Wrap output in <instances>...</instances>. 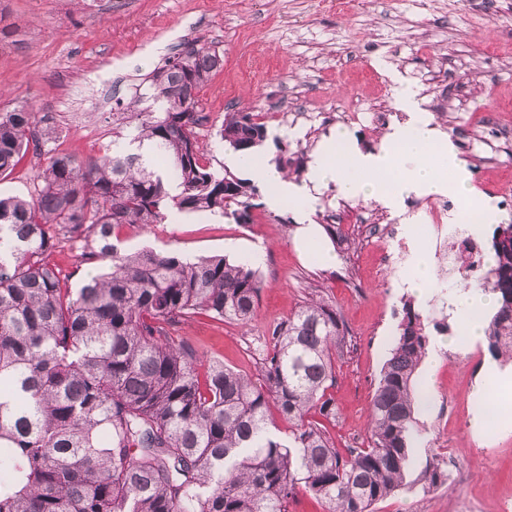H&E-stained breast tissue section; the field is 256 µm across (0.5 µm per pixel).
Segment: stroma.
<instances>
[{"mask_svg":"<svg viewBox=\"0 0 512 512\" xmlns=\"http://www.w3.org/2000/svg\"><path fill=\"white\" fill-rule=\"evenodd\" d=\"M195 38L224 58L199 93L203 143L213 166L229 150L216 132L229 110L284 113L268 123L264 148L287 146L309 161L337 126L361 149L379 146L388 121L374 112L396 105L400 86L414 91L433 124L465 159L470 185L494 199L501 221L512 223V143L499 128L512 125V0H346L343 12L319 0H0V112L26 102L59 130L54 148L79 157L101 155L112 143V114L119 101L147 87L148 76L184 39ZM103 85L101 105L73 102L80 86ZM354 118L343 121V113ZM431 196H409L402 211L372 201L335 199L325 191L318 224L344 228L371 218L379 230L395 226L409 241L407 217L426 218ZM293 215L260 206L248 226L213 214H168L160 224L123 227L122 248L153 249L184 257L223 255L249 262L263 281L256 316L246 325L202 318L181 333L225 365L256 374L266 330L287 318L319 289L343 315L351 348L336 362V420L328 424L337 448L368 438V414L380 371L397 333L405 300L425 301L396 284L404 259L380 261L377 243L353 234L336 246L337 265L301 258L292 244ZM458 321L432 333L419 374L431 400L420 414L428 434L418 459L451 447L449 471L463 470L436 489L415 488L385 500L377 512H498L512 498V412L474 433L483 411L478 390L485 343L444 347ZM456 407L453 424L443 417Z\"/></svg>","mask_w":512,"mask_h":512,"instance_id":"stroma-1","label":"stroma"}]
</instances>
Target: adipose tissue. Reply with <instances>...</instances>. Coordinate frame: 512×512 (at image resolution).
I'll use <instances>...</instances> for the list:
<instances>
[{
  "mask_svg": "<svg viewBox=\"0 0 512 512\" xmlns=\"http://www.w3.org/2000/svg\"><path fill=\"white\" fill-rule=\"evenodd\" d=\"M397 104L407 112L408 119L389 127L378 150L363 151L347 128L337 127L318 145L301 181L284 177L275 164L256 152L232 154L226 162L267 187L265 202L270 209L289 207L296 226V249L307 260L323 266L335 265L336 255L312 216L323 192L331 188L340 199L375 201L393 211L401 210L404 199L412 195L460 200L474 231H484L497 223V207L473 192L456 146L432 126L430 118L419 109L414 93L407 88L401 90ZM398 285L422 298L433 295L437 280L432 256L424 245H417L406 261L398 274ZM450 306L460 322L451 345L479 342L495 306L493 295L477 288L460 290L454 293Z\"/></svg>",
  "mask_w": 512,
  "mask_h": 512,
  "instance_id": "1",
  "label": "adipose tissue"
}]
</instances>
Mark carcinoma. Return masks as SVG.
Segmentation results:
<instances>
[{
	"label": "carcinoma",
	"mask_w": 512,
	"mask_h": 512,
	"mask_svg": "<svg viewBox=\"0 0 512 512\" xmlns=\"http://www.w3.org/2000/svg\"><path fill=\"white\" fill-rule=\"evenodd\" d=\"M222 64L211 47L182 41L153 71L149 100L117 103L124 142L89 159L54 152L30 198L0 197V512H288L301 490L325 512H375L406 488L448 481L440 459L421 466L414 456L426 432L416 418L426 327L448 328L437 304L403 303L369 442L341 454L308 419H336V356L349 335L336 308L312 297L270 328L257 382L180 335L199 315L251 322L255 270L113 242L115 230L160 224L171 210L249 223L259 186L206 161L194 132L205 116L187 107ZM57 135L29 105L0 112V176ZM219 135L246 153L267 128L251 112H227ZM452 235L455 287L495 295L487 350L509 363L512 224L494 228L488 266L473 262L468 229ZM73 239L82 263H107L78 288L50 262ZM274 411L288 421L285 438Z\"/></svg>",
	"instance_id": "obj_1"
}]
</instances>
